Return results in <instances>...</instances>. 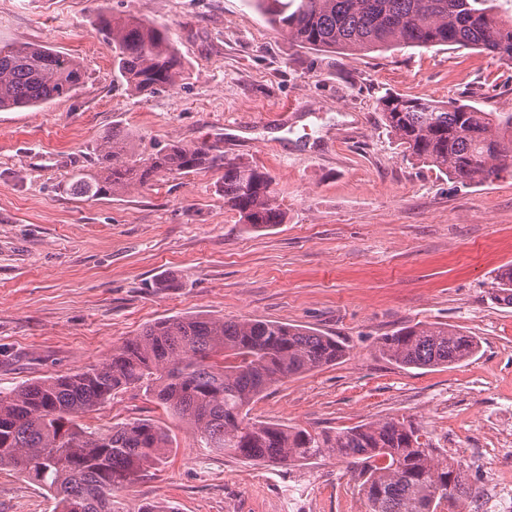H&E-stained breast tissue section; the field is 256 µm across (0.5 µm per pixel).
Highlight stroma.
I'll list each match as a JSON object with an SVG mask.
<instances>
[{"label":"stroma","mask_w":512,"mask_h":512,"mask_svg":"<svg viewBox=\"0 0 512 512\" xmlns=\"http://www.w3.org/2000/svg\"><path fill=\"white\" fill-rule=\"evenodd\" d=\"M104 6L165 25L189 79L151 95L114 83L112 47L95 32ZM0 41L52 47L86 72L72 97L0 111V391L99 364L163 318L277 321L337 337L346 354L282 379L250 419L333 432L404 417L449 457L489 446L492 406L512 405V307L494 298L498 271L512 266V172L463 185L408 159L378 100L399 92L512 113V61L444 46L307 49L249 0H0ZM116 129L145 152L178 140L256 163L287 222L246 229L224 207L220 169L96 200L68 191ZM418 322L456 327L481 350L423 369L381 358V336ZM136 418L173 446L118 491L120 512L155 502L278 512L294 486L311 512H364L346 463L285 468L210 453L139 387L84 421ZM55 507L0 470V512Z\"/></svg>","instance_id":"obj_1"}]
</instances>
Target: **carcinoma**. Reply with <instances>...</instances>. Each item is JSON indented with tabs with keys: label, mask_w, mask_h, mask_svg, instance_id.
<instances>
[{
	"label": "carcinoma",
	"mask_w": 512,
	"mask_h": 512,
	"mask_svg": "<svg viewBox=\"0 0 512 512\" xmlns=\"http://www.w3.org/2000/svg\"><path fill=\"white\" fill-rule=\"evenodd\" d=\"M303 47L349 55L389 48L456 46L512 61V16L496 0H252ZM97 31L112 43V65L128 89L149 94L187 78L168 28L102 9ZM85 72L74 57L43 45L0 44V111L70 97ZM380 116L402 151L464 185L492 181L512 168V114L502 116L450 98L388 92ZM224 168V207L251 229L286 220L267 172L222 162L205 145L167 143L145 154L128 134L106 139L69 190L91 199L118 195L162 175ZM495 299L512 305V267L497 276ZM387 360L414 368L461 364L479 350L472 336L441 323L403 326L379 339ZM346 355L333 336L272 321L199 315L164 318L112 348L104 362L25 383L0 394V468L47 489L56 512H107L104 503L165 459L172 439L147 419L89 427L78 418L130 387H143L211 452L288 466L332 455L360 479L366 512H443L469 494L464 464L435 455L407 419H385L334 434L252 422L250 406L281 379Z\"/></svg>",
	"instance_id": "obj_1"
}]
</instances>
